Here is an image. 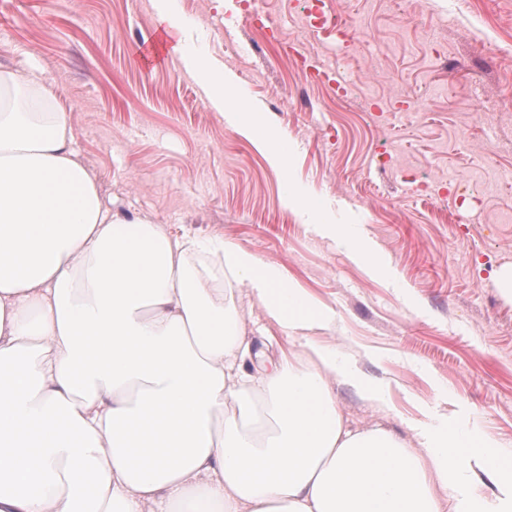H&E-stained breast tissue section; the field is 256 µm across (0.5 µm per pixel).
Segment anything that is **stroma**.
<instances>
[{"label": "stroma", "instance_id": "stroma-1", "mask_svg": "<svg viewBox=\"0 0 512 512\" xmlns=\"http://www.w3.org/2000/svg\"><path fill=\"white\" fill-rule=\"evenodd\" d=\"M342 39L301 28L299 0H0V67L40 68L71 110L74 147L114 216L214 238L280 266L332 310L320 335L371 379L381 410L336 385L350 429L416 426L453 404L512 452V0H325ZM296 37L266 43L253 19ZM340 69L309 82L302 55ZM224 73L220 114L185 67ZM262 113L285 166L233 126ZM322 202L300 215L285 194ZM362 228L397 283L372 275L316 224ZM256 371L286 343L244 286L225 281Z\"/></svg>", "mask_w": 512, "mask_h": 512}]
</instances>
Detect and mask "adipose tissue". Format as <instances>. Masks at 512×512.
I'll return each mask as SVG.
<instances>
[{"label": "adipose tissue", "mask_w": 512, "mask_h": 512, "mask_svg": "<svg viewBox=\"0 0 512 512\" xmlns=\"http://www.w3.org/2000/svg\"><path fill=\"white\" fill-rule=\"evenodd\" d=\"M317 230L395 280L354 228ZM200 255L304 356L248 372ZM333 327L251 251L114 218L53 84L0 73V512H441V489L450 512H512V463L462 417L418 426L415 450L348 428L333 383L381 408L389 394L317 342Z\"/></svg>", "instance_id": "1"}]
</instances>
